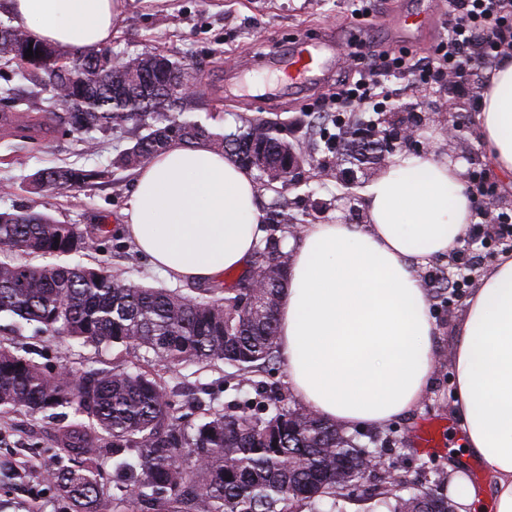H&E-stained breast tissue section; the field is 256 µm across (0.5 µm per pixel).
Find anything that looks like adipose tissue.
<instances>
[{"mask_svg": "<svg viewBox=\"0 0 512 512\" xmlns=\"http://www.w3.org/2000/svg\"><path fill=\"white\" fill-rule=\"evenodd\" d=\"M125 0H9L38 40L78 51L112 40ZM493 168L512 176V54L488 73L477 115ZM460 164L402 154L364 190L362 224H306L278 305L279 349L295 397L344 428L380 427L424 396L435 361L418 269L453 251L474 222ZM254 174L205 145L171 143L138 168L127 236L169 280L207 282L245 268L265 237ZM465 455L512 512V253L466 301L452 351Z\"/></svg>", "mask_w": 512, "mask_h": 512, "instance_id": "adipose-tissue-1", "label": "adipose tissue"}]
</instances>
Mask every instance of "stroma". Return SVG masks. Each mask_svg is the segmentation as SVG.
Masks as SVG:
<instances>
[{
    "label": "stroma",
    "mask_w": 512,
    "mask_h": 512,
    "mask_svg": "<svg viewBox=\"0 0 512 512\" xmlns=\"http://www.w3.org/2000/svg\"><path fill=\"white\" fill-rule=\"evenodd\" d=\"M120 26L112 34L111 49L123 58L160 52L186 65L197 85L182 109L172 116L230 133L242 120L272 118L283 123L282 135L293 143L303 164L300 186L275 191L259 187L262 209L287 202L292 213L305 217L314 199H333L336 194V155L326 148H313L304 132L294 125L306 114L333 109L336 84L351 78L363 67L384 82L392 96L386 107L418 119V151L433 152L461 163L464 170L481 174L512 214V183L498 175L478 134V101L456 91L450 79L420 88L410 77L382 70L373 49L407 51L428 57L431 46L447 36L448 0H371L374 21L366 25L353 18L354 0H134ZM415 13L423 21L410 37H402L398 19ZM340 39L335 66L321 84L289 89L276 68L279 59L299 47L317 45L324 38ZM362 61H355L354 53ZM37 70L19 72L0 60V86L11 89L10 99L0 101V112H53L64 115L51 89L40 81ZM456 131H449V124ZM147 127L127 124L105 134H96L93 145L66 124L36 133L34 139L16 137L0 130V211L29 206L54 219L80 227L105 225L110 234L79 254L90 267L104 266L129 283L169 287V280L154 269L121 232L120 212L133 187L134 172L117 167L116 158L146 135ZM52 166H77L105 171L106 176L84 185L66 197L35 194L29 177ZM467 244L448 257L419 269L436 325V362L430 385L421 401L381 428H355L351 434L359 445L381 456L392 471L417 491L447 471L458 443L459 425L453 415L456 385L452 363L455 327L460 321L473 282L437 296L431 286L437 276H457L461 266L475 264L486 270L500 256L512 253V233L492 225H470ZM33 359L50 372L66 370L78 377L90 370L115 366L144 365L160 381L170 411L180 422L192 426L202 420L197 401L230 411L257 412V383L278 388L285 406L299 404L288 384L284 361L278 360L257 380L239 378L224 363L170 367L145 361L142 352L81 344L65 336L40 332L33 325H15L0 317V341ZM55 450L54 426L42 416L14 414L0 418V460H11L24 474L23 480L0 489V512H66L67 506L47 481V467Z\"/></svg>",
    "instance_id": "stroma-1"
}]
</instances>
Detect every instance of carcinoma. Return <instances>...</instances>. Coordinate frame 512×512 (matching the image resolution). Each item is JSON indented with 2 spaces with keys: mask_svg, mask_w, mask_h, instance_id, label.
I'll list each match as a JSON object with an SVG mask.
<instances>
[{
  "mask_svg": "<svg viewBox=\"0 0 512 512\" xmlns=\"http://www.w3.org/2000/svg\"><path fill=\"white\" fill-rule=\"evenodd\" d=\"M29 48L33 56L27 59ZM0 56L22 71L41 70L43 85L68 108L69 124L80 134L143 124L184 101L164 91L162 80H145L139 55L125 59L122 70L112 68L108 47L74 52L36 40L21 26L1 25ZM53 117L13 114L9 123L24 139L32 129H50ZM235 134L244 140L258 134L278 148L284 143L271 121L246 119ZM345 134V143L325 131L322 138L349 161L378 160L364 152L362 119L347 118ZM226 138L198 122L169 120L149 127L117 165L137 167L172 142L205 143L233 159L237 153L225 146ZM103 176L56 166L37 171L30 182L36 190L64 196ZM296 221L280 204L266 216L268 235L252 260V268L270 271L264 287H245L243 275L231 287L195 285L192 297L127 284L101 266L27 263L23 258L31 255L79 254L103 230L62 224L31 209L0 212V315L84 344L143 350L173 366L221 361L241 376L255 374L277 358L276 311L291 263L283 243ZM261 411L256 416L210 408L189 429L170 414L163 388L147 370L117 366L75 379L47 372L0 343V414L67 421L55 433L67 463L51 470L49 480L73 512H97L104 494L98 472L106 457L119 476L112 487L113 512L131 506L150 512L158 503L164 512H319L325 498L332 499V512H346L341 490L363 479L366 452L339 425L281 405L272 388L263 391ZM445 480L438 474L429 487L403 495L385 469L374 496L387 512H454Z\"/></svg>",
  "mask_w": 512,
  "mask_h": 512,
  "instance_id": "obj_1",
  "label": "carcinoma"
}]
</instances>
